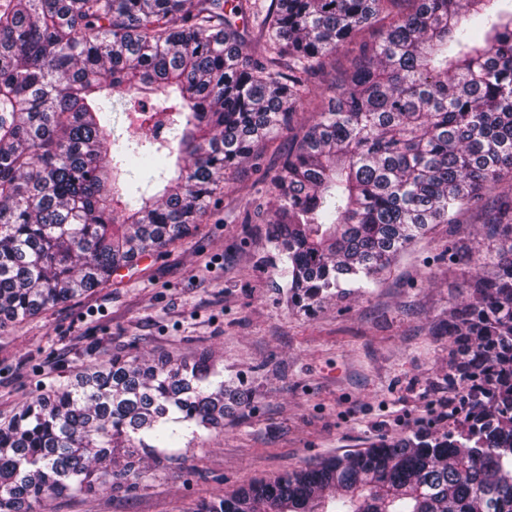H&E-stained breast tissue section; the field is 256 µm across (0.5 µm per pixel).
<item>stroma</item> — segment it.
Instances as JSON below:
<instances>
[{
  "label": "stroma",
  "instance_id": "obj_1",
  "mask_svg": "<svg viewBox=\"0 0 512 512\" xmlns=\"http://www.w3.org/2000/svg\"><path fill=\"white\" fill-rule=\"evenodd\" d=\"M341 47L320 78L319 104L334 93L361 42ZM294 144L291 132L260 148V171L226 177L199 224L83 295L0 328V420L38 385L66 386L118 347L190 358L214 351L256 390L250 408L173 448L136 490L95 500L74 494L47 512H193L203 499L251 480L300 469L410 431L449 396L453 346L436 323L469 300L465 267L448 250L482 246L477 209L415 242L372 293L337 297L313 314L288 308L281 264L267 244L275 218L271 177Z\"/></svg>",
  "mask_w": 512,
  "mask_h": 512
}]
</instances>
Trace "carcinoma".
<instances>
[{"label": "carcinoma", "mask_w": 512, "mask_h": 512, "mask_svg": "<svg viewBox=\"0 0 512 512\" xmlns=\"http://www.w3.org/2000/svg\"><path fill=\"white\" fill-rule=\"evenodd\" d=\"M411 4L403 10L402 2ZM495 0H0V327L173 244L224 176L299 107L268 244L288 306L363 295L434 224L484 202L441 428L250 481L194 512H512V10ZM325 108L324 60L374 22ZM144 100L151 135L116 134ZM254 390L192 361L115 354L0 422V512H41L143 477L181 438L224 428Z\"/></svg>", "instance_id": "1"}]
</instances>
